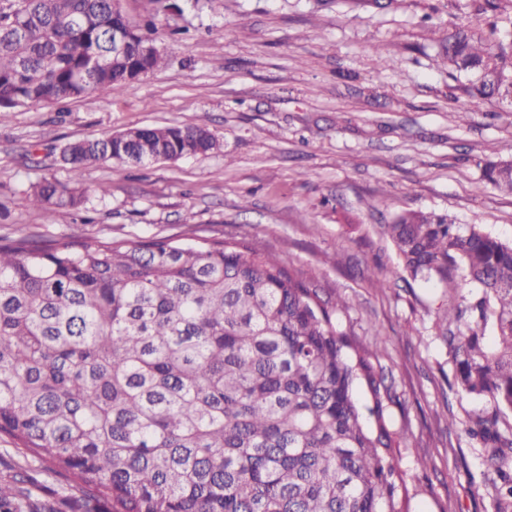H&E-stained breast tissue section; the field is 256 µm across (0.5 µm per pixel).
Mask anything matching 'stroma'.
Segmentation results:
<instances>
[{
    "label": "stroma",
    "mask_w": 512,
    "mask_h": 512,
    "mask_svg": "<svg viewBox=\"0 0 512 512\" xmlns=\"http://www.w3.org/2000/svg\"><path fill=\"white\" fill-rule=\"evenodd\" d=\"M479 2L187 0L168 18L180 35L156 38L164 66L123 94L0 107V238L245 241L315 270L344 302L333 321L377 347L407 431L395 450L407 512H496L463 432L492 403L458 387L436 325L442 304L467 305L476 288L392 277L399 260L377 231L423 210L512 243V195L477 186L482 160L512 156V105L473 101L468 76L436 64L444 37L483 25ZM173 124L207 128L220 150L90 167L85 205L50 222L23 203L31 184L69 180V142ZM21 476L37 512H64L71 491L53 463L0 436V482Z\"/></svg>",
    "instance_id": "stroma-1"
}]
</instances>
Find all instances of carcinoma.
<instances>
[{
  "label": "carcinoma",
  "mask_w": 512,
  "mask_h": 512,
  "mask_svg": "<svg viewBox=\"0 0 512 512\" xmlns=\"http://www.w3.org/2000/svg\"><path fill=\"white\" fill-rule=\"evenodd\" d=\"M120 0H0V106L55 105L122 93L157 69L156 18ZM485 30L448 36L445 61L470 96L512 102V0H484ZM127 45L112 56V30ZM198 126L131 128L68 144L72 174L31 185L25 202L52 221L82 206L96 164L146 166L217 151ZM512 194V157L489 159L477 189ZM403 271L443 287L477 286L442 308L438 328L457 384L493 402L465 426L484 448L498 512L512 507V244L477 225L410 211L379 226ZM316 273L243 243L86 238L35 246L0 239V434L50 460L82 491L78 512H404L383 370L337 329L341 299ZM463 322L454 330L448 324ZM495 343H484L486 328ZM367 387L372 404L356 397ZM0 484V512L30 499Z\"/></svg>",
  "instance_id": "cac0c4a2"
}]
</instances>
